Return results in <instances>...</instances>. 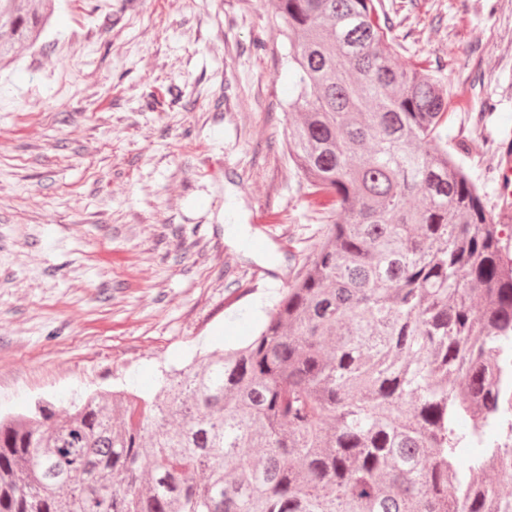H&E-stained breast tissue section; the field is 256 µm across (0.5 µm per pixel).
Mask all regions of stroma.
<instances>
[{
	"instance_id": "obj_1",
	"label": "stroma",
	"mask_w": 512,
	"mask_h": 512,
	"mask_svg": "<svg viewBox=\"0 0 512 512\" xmlns=\"http://www.w3.org/2000/svg\"><path fill=\"white\" fill-rule=\"evenodd\" d=\"M402 62L448 88V142L512 247V0H382ZM0 65V411L154 390L248 335L325 223L283 143L268 0H54Z\"/></svg>"
}]
</instances>
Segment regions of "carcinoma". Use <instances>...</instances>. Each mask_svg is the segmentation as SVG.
<instances>
[{
	"label": "carcinoma",
	"mask_w": 512,
	"mask_h": 512,
	"mask_svg": "<svg viewBox=\"0 0 512 512\" xmlns=\"http://www.w3.org/2000/svg\"><path fill=\"white\" fill-rule=\"evenodd\" d=\"M272 7L321 241L244 345L153 398L0 415V512H512L478 480L512 458V259L448 152V88L375 0ZM50 18L0 0V60Z\"/></svg>",
	"instance_id": "1"
}]
</instances>
